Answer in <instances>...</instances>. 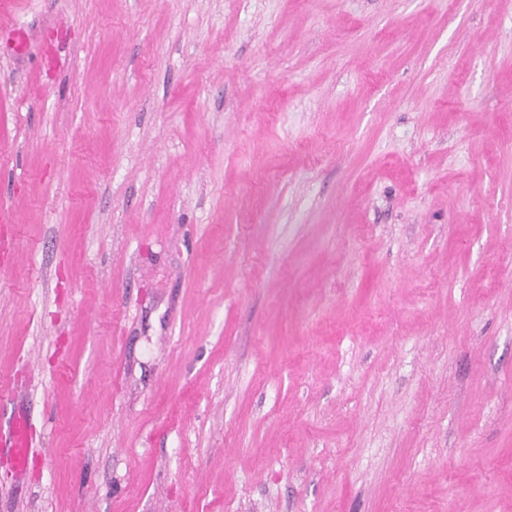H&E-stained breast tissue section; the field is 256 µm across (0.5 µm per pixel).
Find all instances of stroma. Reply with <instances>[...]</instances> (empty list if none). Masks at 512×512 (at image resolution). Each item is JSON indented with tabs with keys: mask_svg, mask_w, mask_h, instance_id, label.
I'll use <instances>...</instances> for the list:
<instances>
[{
	"mask_svg": "<svg viewBox=\"0 0 512 512\" xmlns=\"http://www.w3.org/2000/svg\"><path fill=\"white\" fill-rule=\"evenodd\" d=\"M1 207L0 512H512V0H0ZM30 447V419L26 413L0 422V452L6 450L17 468H24L29 462Z\"/></svg>",
	"mask_w": 512,
	"mask_h": 512,
	"instance_id": "stroma-1",
	"label": "stroma"
}]
</instances>
